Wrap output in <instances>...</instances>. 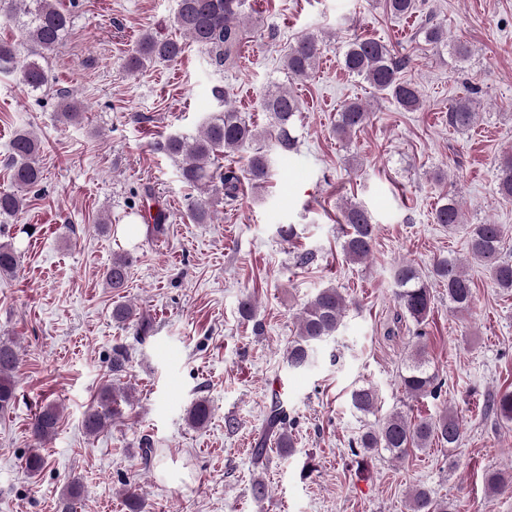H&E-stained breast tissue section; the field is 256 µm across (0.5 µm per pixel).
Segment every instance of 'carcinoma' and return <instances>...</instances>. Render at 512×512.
I'll return each instance as SVG.
<instances>
[{"label": "carcinoma", "instance_id": "obj_1", "mask_svg": "<svg viewBox=\"0 0 512 512\" xmlns=\"http://www.w3.org/2000/svg\"><path fill=\"white\" fill-rule=\"evenodd\" d=\"M245 0H178L174 26L194 43L217 68L239 55L243 42L242 6ZM386 10L395 16H405L415 9V0H386ZM0 17L17 23L27 46V54L33 57L20 68V80L31 91L36 92L48 83V75L39 60L50 58L65 41L72 24L71 11L59 0H0ZM425 39L435 47L448 46V31L441 25H432L425 31ZM185 51V43L173 37H159L145 32L138 39L125 60L130 73H138L155 62H170ZM322 54V40L315 35L299 39L284 58V70L290 78H304L315 68ZM409 58L394 56L385 42L357 37L348 44L343 66L351 75L361 77L371 87L386 91L402 108L414 111L419 108L421 98L418 87L403 81L399 73ZM215 98L224 105V110L215 113L204 122L198 134L192 138L172 136L162 145L163 150L177 165L182 179L196 187L206 199L189 204L191 220L196 224H208L213 218L209 198L224 196L229 202L239 197L242 182L254 189L265 187L270 177L271 158L268 150L260 147L248 158L245 168L232 166L223 168L214 163L220 154L235 152L259 141H269L278 154L290 153L296 143L293 136L295 119L301 112L299 98L288 88L277 85L269 92L265 110L269 112L268 130L259 132L253 123L246 120L235 106L230 93L222 87L214 89ZM370 113L359 102L346 104L338 114L336 133L348 137L360 129L369 119ZM478 112L473 102L464 98L448 110V126L456 130L471 128L477 121ZM40 144L30 131H20L11 141L9 168L12 192L0 193V215L14 217L25 206L26 192L37 186L43 177L39 165ZM498 195L504 200L512 199V154L503 156L496 169ZM342 220L347 225L346 238L342 245L345 259L361 263L370 256L374 240L375 225L366 207L361 203H349L342 209ZM169 214L162 207L148 212L146 222L149 234L160 235L168 224ZM465 221L462 203L454 190H448L447 201L433 212V222L450 228ZM504 228L501 224L484 222L472 225L468 240V254L489 269L497 287L512 291V261L501 256ZM19 265V255L8 243L0 245V274L10 275ZM130 260L126 256L112 258V264L104 272L106 287L118 294L127 287ZM395 297L404 316L417 326L428 320L432 305V285L429 281L447 289L448 304L457 312L470 309L474 301L473 280L465 273L461 259L438 257L431 264L430 275L424 276L410 262H402L394 269ZM348 307L346 296L336 287H326L310 299L303 308L298 321V334L289 346L286 361L291 370L309 367L313 360L314 347L333 336L343 324ZM420 341L406 359L400 383L406 395L412 399L437 396L442 387L437 373L430 371L427 345L421 341L424 332L417 333ZM130 356L119 347L112 351L110 370L118 375L126 371ZM19 364L16 349L9 343H0V413L10 409L16 399L13 375ZM349 405L353 412L361 415L374 414L379 408V393L372 385L354 387L349 394ZM492 411L502 421L512 422V391L506 389L492 400ZM116 389L107 385L101 389L97 405L84 415L83 428L89 435L103 430L112 418L119 415ZM211 415L208 400L194 402L188 412V421L195 427L207 423ZM61 418L59 406L48 403L34 414L31 433L39 444H45L55 436ZM288 409L280 398L272 400L268 407L265 429L276 436L277 447L285 454L293 452V441L288 434ZM461 436V423L457 413L444 410L436 417L409 419L401 411L388 414L379 426L368 428L349 444V452L356 466L361 468L368 459L386 453L393 460H403L414 450H424L439 442L453 448ZM140 459L144 468L153 465L158 449L145 436L140 442ZM488 488L493 493L512 491V476L497 471L486 476ZM81 494L79 482H72L60 500L61 512H73V504ZM124 499L127 512H143L144 502L138 483L125 486ZM409 512H457V505L446 499H435L425 487H415L409 493Z\"/></svg>", "mask_w": 512, "mask_h": 512}]
</instances>
